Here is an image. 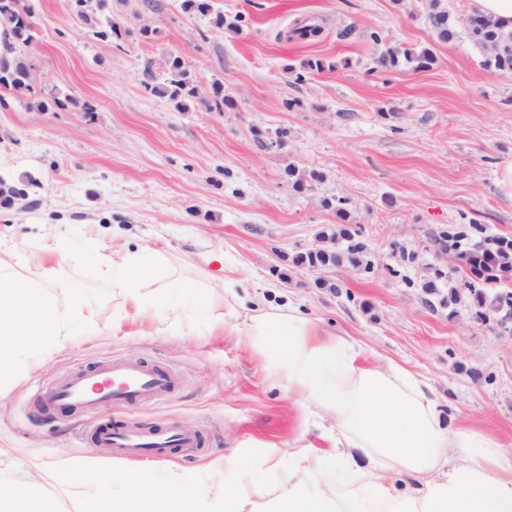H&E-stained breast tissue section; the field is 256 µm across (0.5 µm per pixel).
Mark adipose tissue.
Returning <instances> with one entry per match:
<instances>
[{"label":"adipose tissue","mask_w":512,"mask_h":512,"mask_svg":"<svg viewBox=\"0 0 512 512\" xmlns=\"http://www.w3.org/2000/svg\"><path fill=\"white\" fill-rule=\"evenodd\" d=\"M112 265L128 300L144 310L145 290L156 282L153 264L116 252ZM75 310L36 284L0 275V378L22 373L29 351L62 344ZM228 316L241 318L236 333L266 369L335 428L332 451L292 449L277 495L259 503L235 483L240 461L225 464L220 494L190 490L187 476L166 487L146 475L108 487L86 479L98 460L59 461L52 467L58 484L78 489L82 512H512V451L468 430L457 414L442 416L426 380L396 367H361L352 341L301 317L289 302ZM11 454L0 448V512H60L55 494L8 477ZM356 470L364 478L357 490L328 491V476Z\"/></svg>","instance_id":"adipose-tissue-1"}]
</instances>
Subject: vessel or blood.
Returning a JSON list of instances; mask_svg holds the SVG:
<instances>
[{"instance_id":"b4317fda","label":"vessel or blood","mask_w":512,"mask_h":512,"mask_svg":"<svg viewBox=\"0 0 512 512\" xmlns=\"http://www.w3.org/2000/svg\"><path fill=\"white\" fill-rule=\"evenodd\" d=\"M179 384L177 375L168 369L139 361H112L94 369L75 368L38 393L40 406L49 412L105 407L124 411L130 405H148L169 398ZM98 448L112 449L122 459L150 456L166 459L189 453L198 447L196 434L173 427L144 429L134 424H94L85 434Z\"/></svg>"}]
</instances>
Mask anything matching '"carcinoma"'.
I'll return each mask as SVG.
<instances>
[{"label":"carcinoma","mask_w":512,"mask_h":512,"mask_svg":"<svg viewBox=\"0 0 512 512\" xmlns=\"http://www.w3.org/2000/svg\"><path fill=\"white\" fill-rule=\"evenodd\" d=\"M104 0H71L72 9L88 25L96 28V35L104 40L119 36L117 27L110 23L99 26L98 13L103 8ZM430 22L443 40L454 34V24L448 11L433 0ZM0 26L10 28L15 44L23 49L35 38L31 7L25 0H0ZM467 29L484 52L485 70L492 74L512 73V30H506L497 22L473 14L467 19ZM413 65L415 69H426L433 62V55L428 50L419 53L411 50L389 49L379 58L383 67L395 66L399 58ZM0 88L10 90L21 97L33 98L32 104L42 110L48 104L36 97L35 83L31 65L18 53L9 60L0 59ZM162 92L178 105L198 96V81L191 75L183 60L175 56L168 61L167 83ZM39 186L34 177L25 174L18 179L0 178V207L12 208L21 205L28 198V189ZM512 272V240H500L493 250H488L481 261L467 263L464 286L475 297L479 307H487L482 316L487 317L502 311H512V292H498L487 295L486 288L500 280V275Z\"/></svg>","instance_id":"obj_1"}]
</instances>
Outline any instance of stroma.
I'll use <instances>...</instances> for the list:
<instances>
[{
    "label": "stroma",
    "instance_id": "1",
    "mask_svg": "<svg viewBox=\"0 0 512 512\" xmlns=\"http://www.w3.org/2000/svg\"><path fill=\"white\" fill-rule=\"evenodd\" d=\"M212 3L225 26L182 0H105L100 16L120 35L104 41L69 0H29L35 87L68 106L43 112L13 98L0 108V174L39 182L29 206L0 208V272L79 299L82 313L63 345L40 348L0 383V448L11 449L14 475L46 464L38 483L58 492L63 512H80L58 491L57 460L98 459L116 480L191 474L213 485L228 460L268 456L239 481L272 495L289 449L331 444L311 408L213 323L229 306L287 300L351 337L364 365L427 379L467 427L512 449V319L479 318L462 286L466 252L512 238V198L496 181L512 158V76L483 68L461 25L470 0H442L457 24L448 41L430 24L431 0ZM302 24L320 35L291 37ZM391 48L427 49L434 62L378 66ZM174 55L201 84L183 109L156 91ZM292 167L317 178L296 187ZM451 224L476 230L458 246L443 235ZM343 227L364 245L360 265L345 256ZM116 250L155 264L165 291L146 316L115 285ZM318 250L339 262L302 264ZM127 359L167 367L180 385L125 419L196 432L193 455L117 459L79 438L103 413L62 423L37 409V389L70 368Z\"/></svg>",
    "mask_w": 512,
    "mask_h": 512
}]
</instances>
